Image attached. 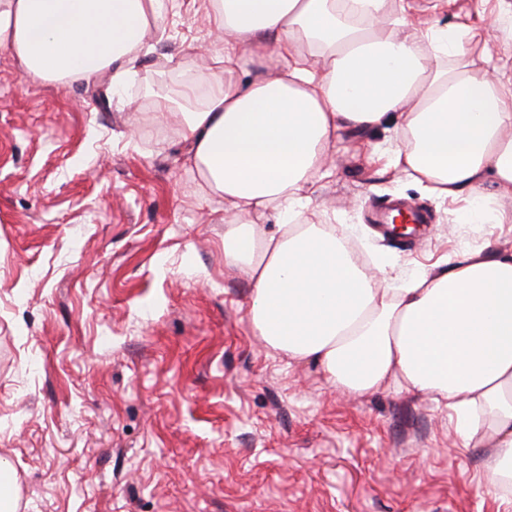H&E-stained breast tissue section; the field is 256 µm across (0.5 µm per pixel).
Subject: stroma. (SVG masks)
Returning a JSON list of instances; mask_svg holds the SVG:
<instances>
[{
	"mask_svg": "<svg viewBox=\"0 0 512 512\" xmlns=\"http://www.w3.org/2000/svg\"><path fill=\"white\" fill-rule=\"evenodd\" d=\"M429 24L493 27L499 0H416ZM164 36L121 91L65 86L0 61V463L11 512H512L489 493V449L460 448L446 409L390 388L346 397L314 363L254 336L251 288L224 265V201L184 162L173 100L218 49L203 0H162ZM354 131L308 212L395 274L461 250L512 246V226L463 224L360 150ZM393 200L431 216L418 238L367 220Z\"/></svg>",
	"mask_w": 512,
	"mask_h": 512,
	"instance_id": "stroma-1",
	"label": "stroma"
}]
</instances>
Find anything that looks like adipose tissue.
<instances>
[{
	"instance_id": "1",
	"label": "adipose tissue",
	"mask_w": 512,
	"mask_h": 512,
	"mask_svg": "<svg viewBox=\"0 0 512 512\" xmlns=\"http://www.w3.org/2000/svg\"><path fill=\"white\" fill-rule=\"evenodd\" d=\"M409 0H208L224 38L210 91L183 117L186 157L224 200V264L252 288L254 336L319 366L346 396L384 388L449 410L459 447L489 448L490 490L512 486V248L493 242L403 278L368 267L306 213L342 131L393 126L391 168L470 224H512V65L473 57L491 32L417 36ZM161 0H0V49L31 79H134ZM322 65L311 68L308 55ZM493 194H486V186ZM275 212L279 224L266 232Z\"/></svg>"
}]
</instances>
